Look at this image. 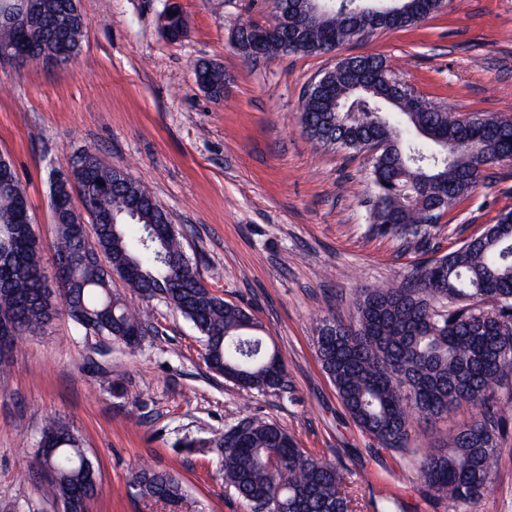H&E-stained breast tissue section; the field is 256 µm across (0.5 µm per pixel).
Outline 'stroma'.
I'll return each mask as SVG.
<instances>
[{
  "mask_svg": "<svg viewBox=\"0 0 512 512\" xmlns=\"http://www.w3.org/2000/svg\"><path fill=\"white\" fill-rule=\"evenodd\" d=\"M177 3L185 39L169 42L163 16ZM86 28L68 65L0 64V157L8 159L33 214L44 265L56 228L49 172L80 150L147 183L170 213L208 288L252 311L288 369L283 392H245L205 365L195 327L163 302L132 297L150 332L136 347L58 315L21 340L0 375V512H60L29 472L47 417L79 430L97 470L88 512H251L225 488L210 442L240 420L284 428L298 447L340 468L353 512H512V408L498 432L492 494L436 498L398 452L363 432L323 372L319 319L350 320L357 290L405 275L459 249L512 210V166L428 229L423 250L374 232L369 154L325 147L301 127V97L347 57L380 55L417 95L467 116L512 120V0H444L409 29L376 33L327 53L252 62L232 44L237 25L272 21L276 0H79ZM222 66L215 98L196 82L200 64ZM476 410L415 421L411 447L426 450ZM204 443L189 453L187 441ZM176 472L179 507L134 496V470Z\"/></svg>",
  "mask_w": 512,
  "mask_h": 512,
  "instance_id": "obj_1",
  "label": "stroma"
}]
</instances>
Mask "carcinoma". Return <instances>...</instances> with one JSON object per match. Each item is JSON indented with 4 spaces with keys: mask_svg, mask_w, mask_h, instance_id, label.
Listing matches in <instances>:
<instances>
[{
    "mask_svg": "<svg viewBox=\"0 0 512 512\" xmlns=\"http://www.w3.org/2000/svg\"><path fill=\"white\" fill-rule=\"evenodd\" d=\"M60 0H33L47 25L58 23ZM292 23L280 17L266 27L242 22L246 45L255 31L268 38L263 56L329 52L357 36L414 27L441 10L443 0H384L399 19L376 25L374 0H325L318 18L307 0H292ZM84 17L71 4L60 32L72 55L80 47ZM220 66L205 71L213 96L224 94ZM305 132L326 147L369 151L372 158L371 224L420 243L433 220L452 210L483 183L484 173L512 164V120L483 114L464 121L414 95L376 54L345 58L327 72L326 86L302 101ZM86 163L52 172L49 207L56 227L54 278L61 301L41 264L26 194L11 164L0 158V374L22 336L39 333L60 312L79 326L129 347L143 340V314L112 290V277L140 298L158 299L201 333L207 367L243 390H285L288 370L261 335L262 324L243 307L213 294L185 254L168 211L152 191L91 155ZM94 235L88 236L84 216ZM356 315L324 319L316 332L323 371L352 420L384 448L409 457L433 492L469 502L492 491L490 475L500 448L492 408L496 388L512 374V211L459 249L411 269L400 281L365 288ZM477 409L472 422L448 441L414 457L411 419L441 417L455 406ZM221 452L224 483L251 512H351L343 474L313 457L274 422L242 419L213 440ZM54 448L52 459L41 449ZM67 512H87L97 493L96 470L78 431L48 418L33 460ZM130 484L141 499L176 505L182 485L170 471L140 469Z\"/></svg>",
    "mask_w": 512,
    "mask_h": 512,
    "instance_id": "carcinoma-1",
    "label": "carcinoma"
}]
</instances>
